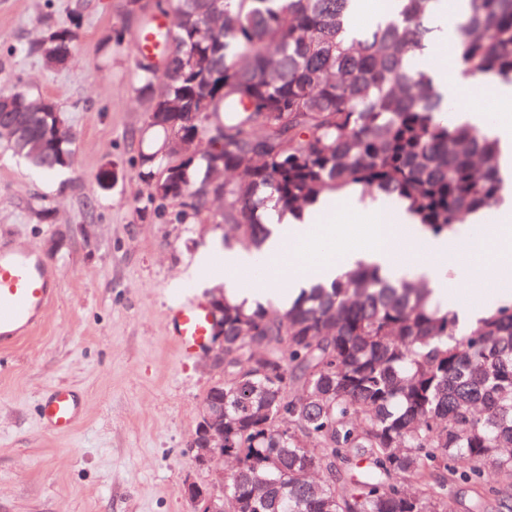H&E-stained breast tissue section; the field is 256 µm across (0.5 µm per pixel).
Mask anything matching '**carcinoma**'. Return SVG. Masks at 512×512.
I'll return each instance as SVG.
<instances>
[{"label": "carcinoma", "mask_w": 512, "mask_h": 512, "mask_svg": "<svg viewBox=\"0 0 512 512\" xmlns=\"http://www.w3.org/2000/svg\"><path fill=\"white\" fill-rule=\"evenodd\" d=\"M438 0H400L396 17L353 29L350 0H158L174 18L163 69L137 58L134 92L160 147L135 160L172 191L143 213L178 224L206 214L212 163L219 222L260 252L268 207L297 214L353 186L408 203L432 236L498 204L494 143L445 119V102L409 58L425 47ZM464 74L512 80V0H468ZM137 0L103 39L110 51ZM76 20L50 25L27 52L71 61ZM54 101L0 88L3 140L37 173L68 169ZM212 152L187 156L183 141ZM176 203L179 209L169 210ZM432 288L359 267L302 292L273 315L224 299V374L204 401L224 404L225 512H455L448 486L512 507V303L472 326L431 303Z\"/></svg>", "instance_id": "carcinoma-1"}]
</instances>
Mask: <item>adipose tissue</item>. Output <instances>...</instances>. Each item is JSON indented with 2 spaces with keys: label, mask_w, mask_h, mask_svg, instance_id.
<instances>
[{
  "label": "adipose tissue",
  "mask_w": 512,
  "mask_h": 512,
  "mask_svg": "<svg viewBox=\"0 0 512 512\" xmlns=\"http://www.w3.org/2000/svg\"><path fill=\"white\" fill-rule=\"evenodd\" d=\"M465 10V0H441L435 15L430 21L431 32L425 49L415 55L411 64L424 70L433 84L447 99L458 101L463 88L461 79L449 75L447 66L437 65L433 57L438 50L453 48L458 24ZM456 124L476 128L494 139L498 145V171L503 183L504 203L499 210L500 222L478 237H468L466 230H459V237L467 241L466 257H452L448 254L445 238L427 236L423 227L416 223L412 215H401L399 224H377L372 228L369 245L361 250L345 254L342 260L325 258L324 253L336 236L347 234L343 224L329 221L336 211L330 198H322L318 204L306 209L302 217H288L279 227L275 239L267 242L263 253L255 254L237 250L229 255L230 278L226 286H234L235 272L263 269L265 276H273L268 261L280 256L286 245H302L308 252L319 255L320 260L301 273L290 275L289 288H303L312 281H330L357 266L358 263L377 265L381 272L393 279L409 278L428 282L434 296L442 308H452L448 295V284L463 281L477 260L492 258L494 266L503 278H512V123L494 120L488 112L469 107L457 109L454 114ZM324 225L323 234L314 236L309 232L310 225ZM425 243L430 259H422L415 251L418 243Z\"/></svg>",
  "instance_id": "1"
}]
</instances>
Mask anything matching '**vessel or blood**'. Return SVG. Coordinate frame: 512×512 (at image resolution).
I'll return each mask as SVG.
<instances>
[{
	"label": "vessel or blood",
	"mask_w": 512,
	"mask_h": 512,
	"mask_svg": "<svg viewBox=\"0 0 512 512\" xmlns=\"http://www.w3.org/2000/svg\"><path fill=\"white\" fill-rule=\"evenodd\" d=\"M169 16L156 15L153 27L140 31L136 42L142 55L155 54L157 34L171 28ZM60 284V274L32 244L0 242V346L7 348L36 330ZM214 315L207 302L191 299L171 310L168 338L181 357L204 353ZM40 419L51 432L73 430L83 413V403L71 388L54 386L41 402Z\"/></svg>",
	"instance_id": "obj_1"
}]
</instances>
